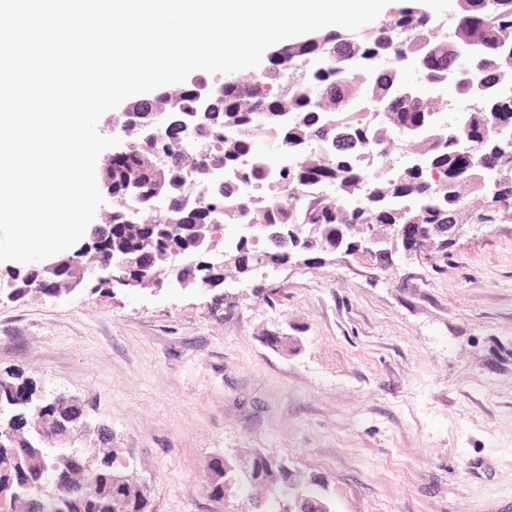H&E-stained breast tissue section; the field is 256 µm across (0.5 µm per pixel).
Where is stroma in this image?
Here are the masks:
<instances>
[{"label": "stroma", "mask_w": 512, "mask_h": 512, "mask_svg": "<svg viewBox=\"0 0 512 512\" xmlns=\"http://www.w3.org/2000/svg\"><path fill=\"white\" fill-rule=\"evenodd\" d=\"M15 369L110 429L153 512H250L267 490L213 501L207 463L256 451L324 476L335 512H512V219L384 271L0 299Z\"/></svg>", "instance_id": "1"}]
</instances>
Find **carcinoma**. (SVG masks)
<instances>
[{
    "label": "carcinoma",
    "instance_id": "carcinoma-1",
    "mask_svg": "<svg viewBox=\"0 0 512 512\" xmlns=\"http://www.w3.org/2000/svg\"><path fill=\"white\" fill-rule=\"evenodd\" d=\"M456 27L449 38L430 35L416 0H402L389 19L373 31H320L317 37L363 61L347 69L334 61L314 67L317 44L313 39L285 44L271 59V67L242 82L227 77L214 88L213 123L203 140L207 154L196 157L194 182L185 179L181 156L174 152L166 133L150 144L129 149L120 165L101 175L102 185L112 190V238L89 241L88 255L109 262L115 253L138 250L151 240L156 259L173 248L203 253L223 240L221 228L211 224L215 208L224 209L225 224H272L288 229L300 225L316 228L313 242H335L361 224H416L422 238L421 253L446 252L448 240H438L437 224H493L500 213H512L498 205L486 184L501 181L512 197V150L497 144L504 132L497 125L503 112L512 113V0H451ZM483 42L479 56L463 52L466 44ZM412 67L418 92L408 97L404 67ZM452 85L448 108L465 104L454 122H439L433 93ZM193 101V86L183 82L172 92L158 88L149 105L138 99L129 110L142 112L164 106L186 112ZM263 133L275 149L288 145L282 159L272 161L258 149ZM400 136L399 149L415 145L424 159L419 168L400 167L387 147ZM481 140L491 148L482 167L466 168L458 154L461 137ZM380 150L386 158L374 170L365 154ZM164 154L166 178L158 184L144 158ZM250 159L242 177L208 183L212 165H232ZM139 181L143 199L165 201V209H153L145 224L125 222L123 192L127 181ZM265 190L262 196L237 197L240 183ZM328 192L311 194L317 186ZM14 282V297L43 292L34 268L0 273V281ZM35 379L22 372L0 376V405L17 412V399L30 397L49 417L80 414L75 405L39 398ZM50 436L31 434L25 439L0 437V512H11L13 502L27 512H151L147 492L130 482L119 484L116 452L92 457L93 449L47 445ZM90 470L96 474L98 491L84 495L67 485L56 486L60 474ZM241 473L237 458L214 454L208 462V492L224 500V472ZM270 497L256 504L258 512H289L285 502L299 495L313 497L309 512H334L328 485H291L277 466L264 471Z\"/></svg>",
    "mask_w": 512,
    "mask_h": 512
}]
</instances>
